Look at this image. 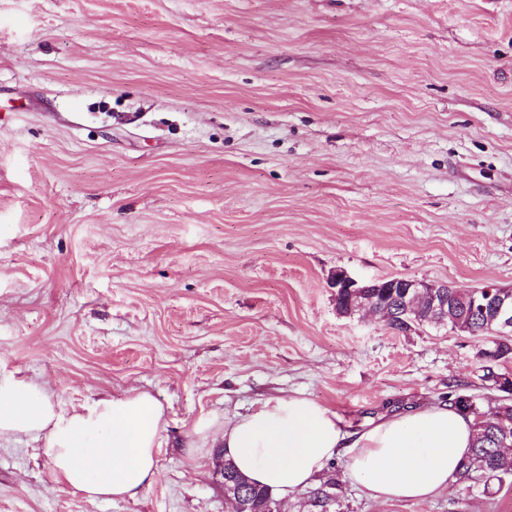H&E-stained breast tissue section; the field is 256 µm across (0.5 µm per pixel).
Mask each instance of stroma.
I'll list each match as a JSON object with an SVG mask.
<instances>
[{"instance_id":"stroma-1","label":"stroma","mask_w":512,"mask_h":512,"mask_svg":"<svg viewBox=\"0 0 512 512\" xmlns=\"http://www.w3.org/2000/svg\"><path fill=\"white\" fill-rule=\"evenodd\" d=\"M0 110V371L170 418L135 500L1 444L0 512H232L184 435L277 396L356 430L458 385L494 417L478 339L341 316L328 279L512 288V0H0ZM318 479L332 512H512Z\"/></svg>"}]
</instances>
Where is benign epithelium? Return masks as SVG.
Wrapping results in <instances>:
<instances>
[{"instance_id":"obj_1","label":"benign epithelium","mask_w":512,"mask_h":512,"mask_svg":"<svg viewBox=\"0 0 512 512\" xmlns=\"http://www.w3.org/2000/svg\"><path fill=\"white\" fill-rule=\"evenodd\" d=\"M328 285L336 289V296L349 297V303L336 305L338 314L350 317L358 310L370 306L378 299V289H400L399 300L404 313L422 315L428 322L442 320L448 306V296L456 293L455 285L448 281L425 282L412 278H394L359 281L344 268L336 269L328 280ZM497 309L496 319L500 330L498 336L512 334V296L496 284H488L477 292Z\"/></svg>"}]
</instances>
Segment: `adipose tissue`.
Returning <instances> with one entry per match:
<instances>
[{"label": "adipose tissue", "instance_id": "obj_1", "mask_svg": "<svg viewBox=\"0 0 512 512\" xmlns=\"http://www.w3.org/2000/svg\"><path fill=\"white\" fill-rule=\"evenodd\" d=\"M168 425L163 404L137 387L65 408L43 383L0 374V442L27 438L56 482L90 500H134L151 487ZM472 431V417L435 403L347 432L329 408L288 395L242 416L198 417L185 452L194 461L219 447L252 481L282 496L309 486L343 452L371 498L422 503L455 479Z\"/></svg>", "mask_w": 512, "mask_h": 512}]
</instances>
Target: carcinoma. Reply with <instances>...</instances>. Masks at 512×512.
<instances>
[{"instance_id":"obj_1","label":"carcinoma","mask_w":512,"mask_h":512,"mask_svg":"<svg viewBox=\"0 0 512 512\" xmlns=\"http://www.w3.org/2000/svg\"><path fill=\"white\" fill-rule=\"evenodd\" d=\"M471 289L462 288L448 304L444 320L453 327L459 320L467 321L473 327L472 336L487 337L490 331L492 313L472 311ZM479 358L486 362L482 380L506 394L493 421L474 422L473 444L469 456L460 464L457 481H495L498 486H512V452L501 446L512 442V379L493 370V365L512 361V340L493 341L479 351ZM448 402L460 411L478 418L481 412L477 398L456 388L448 392ZM224 475L231 476L243 489L242 502L247 512H281L279 502L272 492L254 485L247 476L239 472L234 464L224 461ZM336 502V482L330 481L314 490L312 507L315 512H331ZM274 510H269V507Z\"/></svg>"}]
</instances>
